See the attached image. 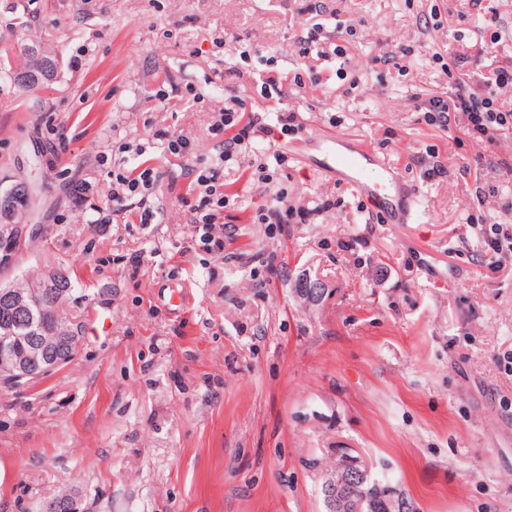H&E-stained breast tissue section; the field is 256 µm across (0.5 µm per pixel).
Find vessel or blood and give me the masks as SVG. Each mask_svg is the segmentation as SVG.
<instances>
[{
  "label": "vessel or blood",
  "instance_id": "obj_1",
  "mask_svg": "<svg viewBox=\"0 0 512 512\" xmlns=\"http://www.w3.org/2000/svg\"><path fill=\"white\" fill-rule=\"evenodd\" d=\"M323 144L328 172L353 182L361 194L374 199L387 223H407L413 197L400 176L377 166L362 145L346 136L324 138Z\"/></svg>",
  "mask_w": 512,
  "mask_h": 512
}]
</instances>
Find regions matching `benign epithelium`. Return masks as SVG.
Instances as JSON below:
<instances>
[{"label":"benign epithelium","instance_id":"1","mask_svg":"<svg viewBox=\"0 0 512 512\" xmlns=\"http://www.w3.org/2000/svg\"><path fill=\"white\" fill-rule=\"evenodd\" d=\"M32 202L33 195L30 193L23 197L14 196L11 190L0 193V288L6 294L0 300V310L8 314V318L0 321V330L3 331V340L0 341V382L8 381L18 385L61 364L58 352L48 347L44 337L52 335L59 343L69 342L68 337L51 328L49 322L34 326L19 318L20 313L31 310L47 299L58 306L66 305L65 291L50 287L57 277L56 270L45 274L38 285L20 278H9L26 239L40 232L37 224L15 222V213L31 208ZM340 459L341 465L327 484L332 507L351 504L353 512H366L362 504L367 499L355 503L351 491L371 479V466L360 453L353 455L344 452ZM374 487L376 492L372 495L373 499L402 509L408 506L398 485L376 479Z\"/></svg>","mask_w":512,"mask_h":512}]
</instances>
